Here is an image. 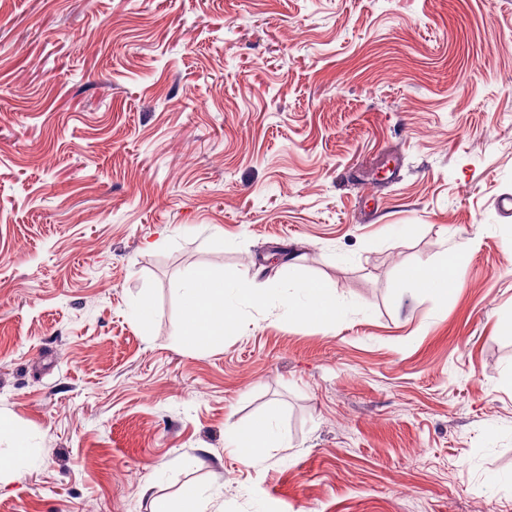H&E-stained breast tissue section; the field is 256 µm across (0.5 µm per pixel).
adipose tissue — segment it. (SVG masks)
Masks as SVG:
<instances>
[{
    "instance_id": "obj_1",
    "label": "adipose tissue",
    "mask_w": 512,
    "mask_h": 512,
    "mask_svg": "<svg viewBox=\"0 0 512 512\" xmlns=\"http://www.w3.org/2000/svg\"><path fill=\"white\" fill-rule=\"evenodd\" d=\"M461 258L460 252L450 251L435 265L406 268L404 277L415 288L444 298L458 288ZM182 301V339L189 347L206 349L223 341L235 329L239 303L265 308L268 293L260 283L235 281L203 267L184 288ZM282 307L289 319L324 327L335 325L343 314L335 294L327 284L316 279L304 281L298 294L283 297ZM273 423V416L266 415L231 428L233 443L247 449L248 461H255L263 449L278 442Z\"/></svg>"
}]
</instances>
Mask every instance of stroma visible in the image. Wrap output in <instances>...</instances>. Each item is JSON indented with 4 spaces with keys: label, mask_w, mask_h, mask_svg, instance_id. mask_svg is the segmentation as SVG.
Instances as JSON below:
<instances>
[{
    "label": "stroma",
    "mask_w": 512,
    "mask_h": 512,
    "mask_svg": "<svg viewBox=\"0 0 512 512\" xmlns=\"http://www.w3.org/2000/svg\"><path fill=\"white\" fill-rule=\"evenodd\" d=\"M501 196L512 0H0V512H512ZM201 267L271 304L199 350ZM461 258L459 251H447L437 264L407 267L403 276L415 288L447 299L458 288ZM298 290L300 294L282 298V307L289 319L331 327L342 317L341 304L323 281H304ZM274 417H263L238 424L231 428L230 436L238 448H247L248 455L244 457L246 462H254L259 458L264 448H272V444L279 441L277 448H288V444L279 440L274 430ZM210 502L198 496H184L169 501L163 512H212Z\"/></svg>",
    "instance_id": "obj_1"
}]
</instances>
